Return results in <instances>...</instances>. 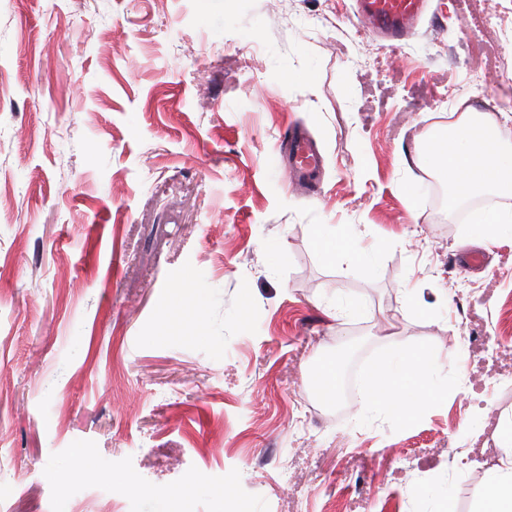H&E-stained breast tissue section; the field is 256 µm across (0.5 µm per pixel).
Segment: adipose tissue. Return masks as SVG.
I'll return each mask as SVG.
<instances>
[{
    "mask_svg": "<svg viewBox=\"0 0 512 512\" xmlns=\"http://www.w3.org/2000/svg\"><path fill=\"white\" fill-rule=\"evenodd\" d=\"M494 129V124L484 118L464 114L451 123L443 143H424V161L446 177L452 199L494 188L512 191V150L501 146ZM403 357L399 367H375L368 389L379 404L408 422L430 402L433 393L421 383L422 355L407 349Z\"/></svg>",
    "mask_w": 512,
    "mask_h": 512,
    "instance_id": "adipose-tissue-1",
    "label": "adipose tissue"
}]
</instances>
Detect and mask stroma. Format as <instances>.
<instances>
[{
	"instance_id": "1",
	"label": "stroma",
	"mask_w": 512,
	"mask_h": 512,
	"mask_svg": "<svg viewBox=\"0 0 512 512\" xmlns=\"http://www.w3.org/2000/svg\"><path fill=\"white\" fill-rule=\"evenodd\" d=\"M356 12L0 0V512H482L512 238H473L417 151L512 109V0H430L393 47ZM295 126L309 198L274 165ZM324 224L368 260L324 259ZM180 288L200 331L162 316ZM401 349L439 389L413 420L312 404L319 366ZM321 168V160L313 148L309 137L302 131H294L288 136L287 174L299 186L312 190Z\"/></svg>"
}]
</instances>
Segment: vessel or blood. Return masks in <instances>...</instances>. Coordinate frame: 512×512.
I'll return each mask as SVG.
<instances>
[{"instance_id":"b4317fda","label":"vessel or blood","mask_w":512,"mask_h":512,"mask_svg":"<svg viewBox=\"0 0 512 512\" xmlns=\"http://www.w3.org/2000/svg\"><path fill=\"white\" fill-rule=\"evenodd\" d=\"M426 0H358V18L366 34L373 38L398 41L417 25ZM321 160L306 133L295 131L288 137L289 175L305 189H313Z\"/></svg>"}]
</instances>
